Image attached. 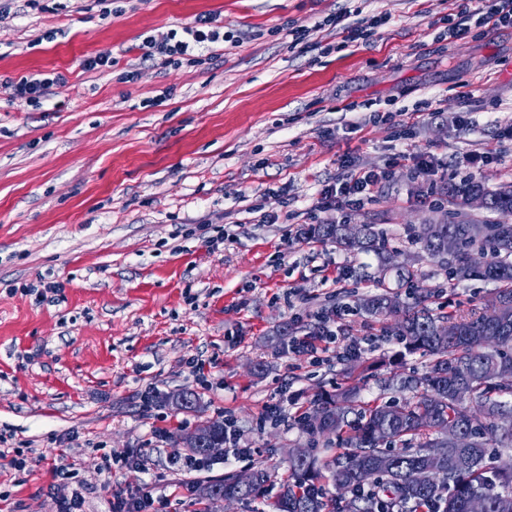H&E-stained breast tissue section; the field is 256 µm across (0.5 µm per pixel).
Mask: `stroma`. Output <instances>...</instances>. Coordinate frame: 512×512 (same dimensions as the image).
I'll list each match as a JSON object with an SVG mask.
<instances>
[{"label": "stroma", "mask_w": 512, "mask_h": 512, "mask_svg": "<svg viewBox=\"0 0 512 512\" xmlns=\"http://www.w3.org/2000/svg\"><path fill=\"white\" fill-rule=\"evenodd\" d=\"M454 10L455 0H0V446L29 451L20 472L0 458V512H56L76 490L84 512H108L112 490L154 481L169 512H198L200 481L294 448L336 454L335 437L310 444L291 411L344 387L355 360L373 364L360 401L408 398L392 377L423 374L427 357L393 367V318L357 309L378 282L396 287L395 272L308 230L380 225L428 308L491 300L494 283L445 284L437 260L404 252L409 226L492 220L449 204L451 185L512 183V28L439 39ZM203 12L237 44L199 65L142 61L145 37ZM342 12L390 21L343 47L317 26ZM292 27L310 30L304 46L290 48ZM102 52L114 69L83 68ZM40 72L64 80L41 105L16 99L15 84ZM376 111L395 118L371 123ZM352 166L389 178L348 216L315 211L322 185ZM43 282L61 289L33 293ZM325 316L359 357L328 352L314 365L291 349ZM181 390L200 396L199 411L164 404ZM275 402L284 419L265 421ZM227 415L250 457L180 467L181 437Z\"/></svg>", "instance_id": "35a3bbf8"}]
</instances>
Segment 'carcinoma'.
<instances>
[{"instance_id":"carcinoma-1","label":"carcinoma","mask_w":512,"mask_h":512,"mask_svg":"<svg viewBox=\"0 0 512 512\" xmlns=\"http://www.w3.org/2000/svg\"><path fill=\"white\" fill-rule=\"evenodd\" d=\"M448 194L465 201L481 194L499 219L438 224L432 230L421 224L408 233L409 241L439 260L449 284L481 279L499 288L485 309L459 315L434 312L417 295L395 305L389 290L361 299L360 309L372 317H399L390 334L408 352L430 356L426 371L404 382L413 396L402 402L361 407L353 388L315 401L301 422L304 433L313 441L348 427L347 451L320 466L309 454L288 459V480L271 504L273 512H469L473 495L485 499L486 512H512V465L487 464V439L499 435L512 442V185L489 190L470 178ZM310 232L340 250L375 253L383 272L398 251L375 224L362 225L356 240L338 223L316 224ZM475 252L483 263L473 258ZM448 322L457 335L442 333ZM448 426L458 429L465 447L448 446ZM278 467L272 463L253 471L247 488L233 475L208 480L199 496L211 506L229 495L248 499ZM417 471L424 474L419 484L411 481ZM322 480L341 494H329L319 485Z\"/></svg>"}]
</instances>
